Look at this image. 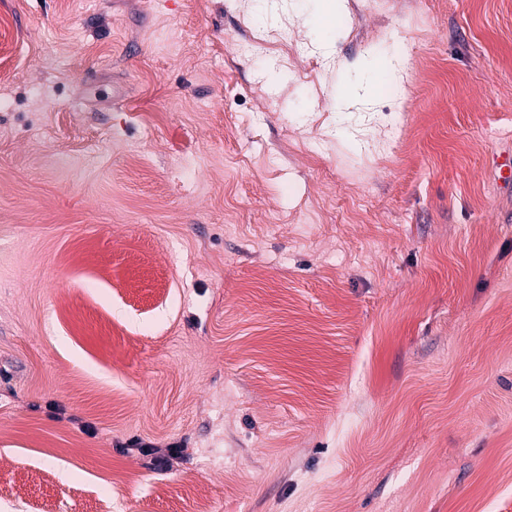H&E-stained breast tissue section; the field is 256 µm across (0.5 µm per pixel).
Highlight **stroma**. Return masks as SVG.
<instances>
[{"instance_id": "obj_1", "label": "stroma", "mask_w": 512, "mask_h": 512, "mask_svg": "<svg viewBox=\"0 0 512 512\" xmlns=\"http://www.w3.org/2000/svg\"><path fill=\"white\" fill-rule=\"evenodd\" d=\"M511 156L512 0H0V512H512Z\"/></svg>"}]
</instances>
